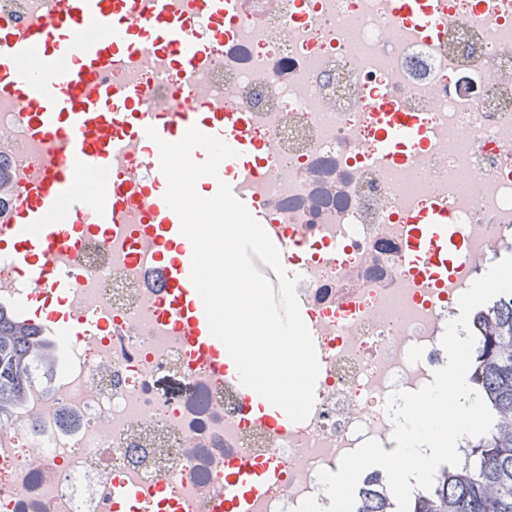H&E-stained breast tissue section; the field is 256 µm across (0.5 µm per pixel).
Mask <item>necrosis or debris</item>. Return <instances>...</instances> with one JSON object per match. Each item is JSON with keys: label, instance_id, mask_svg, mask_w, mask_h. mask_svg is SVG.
<instances>
[{"label": "necrosis or debris", "instance_id": "necrosis-or-debris-1", "mask_svg": "<svg viewBox=\"0 0 512 512\" xmlns=\"http://www.w3.org/2000/svg\"><path fill=\"white\" fill-rule=\"evenodd\" d=\"M448 26L424 42L400 31L388 0H246L193 75L156 64L150 45L110 80L151 89L153 111L222 95L252 114L271 144L252 172L258 208L295 242L296 292L319 340L320 374L306 421L258 423L221 375L193 366L156 317L143 267L128 257L133 224L111 247L89 245L69 307L102 315L97 338L66 346L40 411L20 416L0 448V512H114L112 483L164 486L181 512H210L208 490L235 456L273 458L279 476L259 512H291L316 496L321 469L374 439L396 447L385 402L446 363L440 344L458 300L512 254V0H442ZM357 38L361 55L349 49ZM386 91L432 132L415 168L377 156L373 96ZM20 102L0 101V143L30 164ZM447 198L472 264L454 288L424 294L402 260L401 226L432 196ZM184 384L161 396L159 379Z\"/></svg>", "mask_w": 512, "mask_h": 512}]
</instances>
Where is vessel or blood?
Instances as JSON below:
<instances>
[{"instance_id":"vessel-or-blood-1","label":"vessel or blood","mask_w":512,"mask_h":512,"mask_svg":"<svg viewBox=\"0 0 512 512\" xmlns=\"http://www.w3.org/2000/svg\"><path fill=\"white\" fill-rule=\"evenodd\" d=\"M213 19L210 41L192 39L190 19L176 0H48V6L23 21L0 18V97L23 102L29 143L40 154L35 171L19 182L9 203L0 208V240L10 243L9 256L29 278L33 291L14 310L47 335L64 332L75 340L94 337L97 315L73 320L60 315L81 274L77 259L88 241L109 246V227L139 221L137 254L148 256V278L157 284L156 306L166 325L193 360L209 371L224 373L239 384L237 371L224 360L223 343L211 335L203 302L191 279L193 247L180 232L179 216L164 200L168 182L159 166L158 141H179L189 127L222 138L236 150L230 167L251 168L262 145L247 133L249 112L237 104L213 102L173 112L143 111L144 92L134 85H115L106 76L118 61L150 43L167 66L193 74L210 58L211 46L224 40V24L239 14V0H200ZM392 17L411 24L424 39L446 27L435 0H389ZM93 30L90 38L76 32ZM38 59L35 71L24 64ZM381 132L379 153L404 163L425 142L420 116L404 111L386 95L376 97ZM149 170L150 180L111 178L117 165ZM98 179L94 192L79 193L82 179ZM68 221L51 223L58 210ZM403 257L415 269L423 291L452 287L466 273L469 255L464 232L446 200L412 210L406 219ZM275 466L240 458L235 480L214 487L212 512H252Z\"/></svg>"}]
</instances>
